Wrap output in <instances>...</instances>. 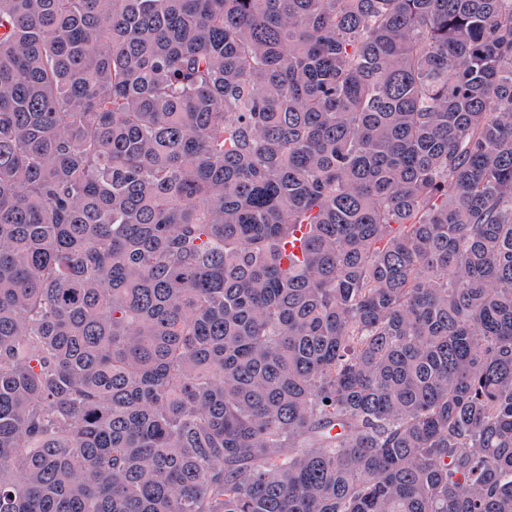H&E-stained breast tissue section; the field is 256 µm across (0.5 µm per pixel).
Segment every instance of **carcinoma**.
I'll list each match as a JSON object with an SVG mask.
<instances>
[{
  "label": "carcinoma",
  "instance_id": "obj_1",
  "mask_svg": "<svg viewBox=\"0 0 512 512\" xmlns=\"http://www.w3.org/2000/svg\"><path fill=\"white\" fill-rule=\"evenodd\" d=\"M0 512H512V0H0Z\"/></svg>",
  "mask_w": 512,
  "mask_h": 512
}]
</instances>
